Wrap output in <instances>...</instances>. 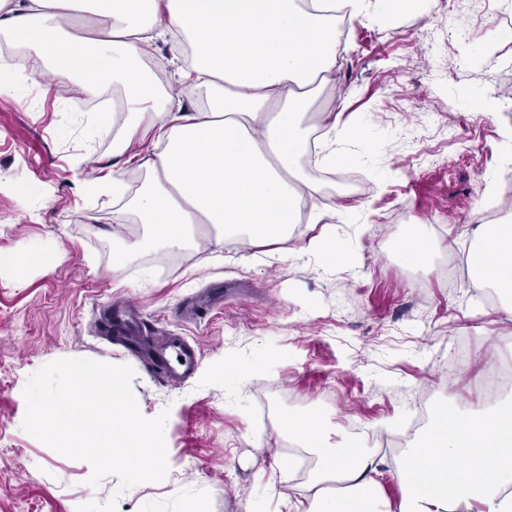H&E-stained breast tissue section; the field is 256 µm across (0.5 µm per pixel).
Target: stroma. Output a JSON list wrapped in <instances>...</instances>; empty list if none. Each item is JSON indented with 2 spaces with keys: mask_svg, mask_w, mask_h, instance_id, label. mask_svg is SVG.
Wrapping results in <instances>:
<instances>
[{
  "mask_svg": "<svg viewBox=\"0 0 512 512\" xmlns=\"http://www.w3.org/2000/svg\"><path fill=\"white\" fill-rule=\"evenodd\" d=\"M371 10L372 20L348 25L332 69L336 90L303 125L317 133L338 110L343 124L363 128L352 162L336 171L374 191L347 198L356 211L341 223L326 182L315 199L324 219L277 243L274 261L268 245L234 236L219 243L205 232L180 250L124 256L113 231L132 241L146 229L130 210L115 225L112 198L86 192L92 172L77 161L93 154L133 189L143 172L114 156L111 133L89 135L93 114L51 78L0 94V250L37 241L60 252L49 273L0 269V512H77L111 499L116 512H184L194 498L203 512H276L281 498L305 495L288 436L273 427L280 415L312 414L342 434L350 422L371 431L405 420L422 391L464 413L479 393L469 371L440 370L443 346L469 333L471 356L512 358V323L497 308L472 307L473 283L449 292L439 267L448 247L470 251L478 197L497 183L512 148L504 136L512 112L500 109L512 92V9L464 0L459 15L443 0H419L414 11L394 12L371 0ZM479 91L488 94L482 111L473 102ZM409 231L435 245L419 268L393 249ZM321 235L335 237L345 257L327 263L310 252ZM221 280L235 287L222 306L174 318L181 301ZM118 302L140 307L146 341L188 339L197 352L189 377L168 382L101 334L103 305ZM69 354L128 361L146 413L168 412L166 479L121 495L114 476L91 487L85 462L24 430L29 376ZM227 358L263 371L237 389L208 383Z\"/></svg>",
  "mask_w": 512,
  "mask_h": 512,
  "instance_id": "obj_1",
  "label": "stroma"
}]
</instances>
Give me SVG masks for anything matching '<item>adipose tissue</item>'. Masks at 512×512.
<instances>
[{
	"label": "adipose tissue",
	"instance_id": "obj_1",
	"mask_svg": "<svg viewBox=\"0 0 512 512\" xmlns=\"http://www.w3.org/2000/svg\"><path fill=\"white\" fill-rule=\"evenodd\" d=\"M369 19L365 0H0V34L47 62L57 86L87 95L113 85L112 145L128 155L139 133L154 149L140 157L135 196L121 179L97 175L93 192L131 197L142 247L183 248L199 225L219 235L279 242L319 186L302 169L301 117L313 84L336 59L334 11ZM169 38L190 52L176 83L160 85L144 48ZM198 91L203 104L175 105ZM474 283L498 294L512 321V224L471 231ZM279 429L316 459L303 512H394L381 495L377 454L358 440H332L314 417L282 416ZM407 496L395 512H512V401H482L466 413L440 409L392 469Z\"/></svg>",
	"mask_w": 512,
	"mask_h": 512
}]
</instances>
